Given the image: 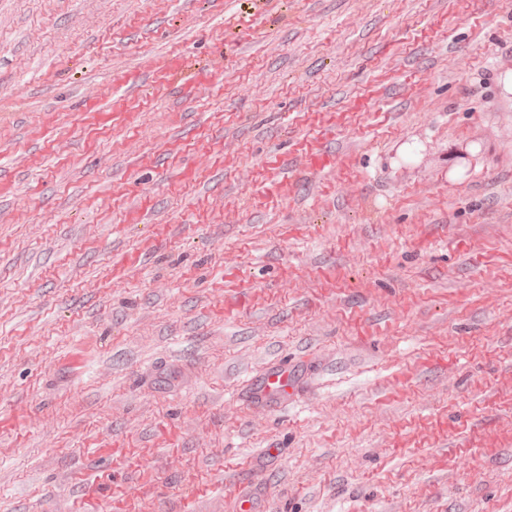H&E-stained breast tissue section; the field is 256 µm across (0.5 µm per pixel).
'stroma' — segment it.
I'll use <instances>...</instances> for the list:
<instances>
[{
    "instance_id": "stroma-1",
    "label": "stroma",
    "mask_w": 512,
    "mask_h": 512,
    "mask_svg": "<svg viewBox=\"0 0 512 512\" xmlns=\"http://www.w3.org/2000/svg\"><path fill=\"white\" fill-rule=\"evenodd\" d=\"M245 498L512 512V0H0V512Z\"/></svg>"
}]
</instances>
